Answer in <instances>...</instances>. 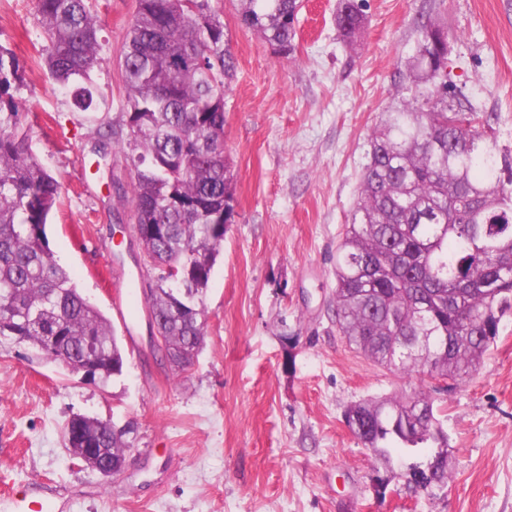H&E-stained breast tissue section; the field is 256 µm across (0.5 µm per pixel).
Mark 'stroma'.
<instances>
[{
	"instance_id": "1",
	"label": "stroma",
	"mask_w": 512,
	"mask_h": 512,
	"mask_svg": "<svg viewBox=\"0 0 512 512\" xmlns=\"http://www.w3.org/2000/svg\"><path fill=\"white\" fill-rule=\"evenodd\" d=\"M357 47L338 36L337 0H302L294 56L277 55L223 0L236 76L224 95V151L236 214L204 295V345L175 371L151 353L144 303L129 323L112 300L140 290L132 226L112 177L122 155L94 163L91 115L77 111L44 66L32 0H0V43L26 64L24 123L40 163L62 184L47 234L54 260L113 322L126 352L106 384L69 373L32 348L0 344V512L11 487H34L51 512H512V311L470 379L442 399L447 484L415 494L348 428L360 401L427 386L350 348L336 328V248L356 205L368 136L411 99L418 23L448 29V79L491 113L512 147V0H360ZM136 0H96L104 42L94 76L118 118V55ZM75 415L125 430L124 470L105 477L75 459Z\"/></svg>"
}]
</instances>
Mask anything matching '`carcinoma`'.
I'll list each match as a JSON object with an SVG mask.
<instances>
[{"label":"carcinoma","mask_w":512,"mask_h":512,"mask_svg":"<svg viewBox=\"0 0 512 512\" xmlns=\"http://www.w3.org/2000/svg\"><path fill=\"white\" fill-rule=\"evenodd\" d=\"M240 21L282 57L294 54L299 0H238ZM45 64L81 112L97 102L91 74L103 44L92 0H35ZM222 0H136L120 51L122 123L95 121L101 165L117 149L133 174L116 182L118 201L136 224H163L145 241L151 276L147 304L162 319L171 366H189L205 336L204 293L235 213L233 176L224 157V93L235 59L224 32ZM335 25L357 44L365 25L358 0H338ZM425 91L369 135L359 197L336 253V327L357 351L393 372L454 383L484 363L512 309V151L501 150L489 119L469 99L448 108V31L422 25L413 69ZM26 69L0 43V299L26 344L66 338L67 369L85 356L99 380L119 375L124 350L109 320L53 259L46 224L60 182L38 161L25 126ZM437 398L419 388L352 405L348 427L384 462L391 449L434 445V477L451 478L448 439ZM81 437L105 461L128 443L97 418H77ZM412 490L429 486L426 469L405 473Z\"/></svg>","instance_id":"obj_1"}]
</instances>
